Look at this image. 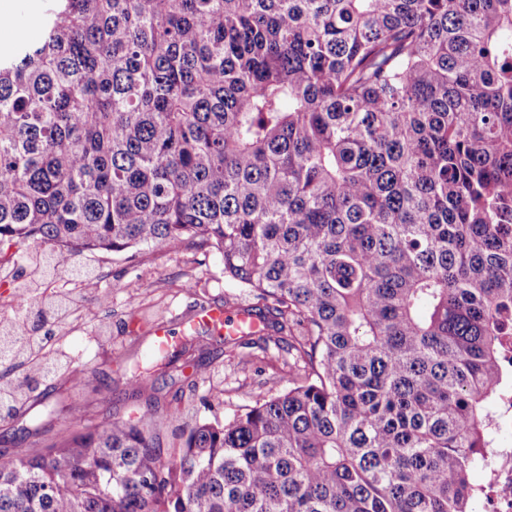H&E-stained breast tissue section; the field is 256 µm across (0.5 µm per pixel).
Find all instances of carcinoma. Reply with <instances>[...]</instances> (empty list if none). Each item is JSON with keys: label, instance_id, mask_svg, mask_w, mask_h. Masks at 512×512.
<instances>
[{"label": "carcinoma", "instance_id": "carcinoma-1", "mask_svg": "<svg viewBox=\"0 0 512 512\" xmlns=\"http://www.w3.org/2000/svg\"><path fill=\"white\" fill-rule=\"evenodd\" d=\"M0 50V262L212 247L301 365L161 447L0 458V512H472L512 373V0H50ZM0 330V416L53 363ZM196 337L159 353L196 371ZM27 366L21 378L16 369Z\"/></svg>", "mask_w": 512, "mask_h": 512}]
</instances>
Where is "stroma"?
<instances>
[{
	"label": "stroma",
	"instance_id": "1",
	"mask_svg": "<svg viewBox=\"0 0 512 512\" xmlns=\"http://www.w3.org/2000/svg\"><path fill=\"white\" fill-rule=\"evenodd\" d=\"M79 261L98 272L100 285L83 290L65 276L46 284V295L74 298L49 346L63 367L41 381L39 399L0 420L1 453L44 448L71 432L142 411L144 400L130 396L129 369L146 365L159 324H171L180 342L203 308L259 306L251 289L225 278L222 258L212 248L150 246L130 261L109 252L86 253ZM103 295L108 304H100ZM194 356L201 362L196 375L184 376L176 368L154 381L161 402L178 405L189 420H227L257 399L283 391L292 361L284 336L271 329L251 336L243 347L223 344L214 331L203 334ZM85 368L95 370L96 381L72 387L71 373ZM72 404L83 406V413L70 414Z\"/></svg>",
	"mask_w": 512,
	"mask_h": 512
}]
</instances>
